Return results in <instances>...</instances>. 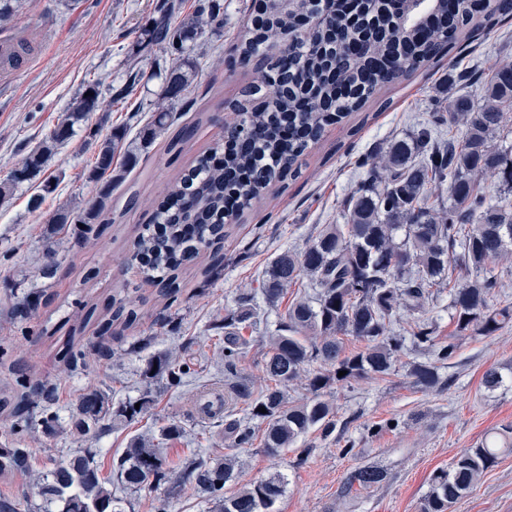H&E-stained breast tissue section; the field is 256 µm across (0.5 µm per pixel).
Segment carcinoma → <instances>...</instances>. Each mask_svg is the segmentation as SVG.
<instances>
[{"label":"carcinoma","mask_w":512,"mask_h":512,"mask_svg":"<svg viewBox=\"0 0 512 512\" xmlns=\"http://www.w3.org/2000/svg\"><path fill=\"white\" fill-rule=\"evenodd\" d=\"M251 2L253 25L241 36L237 59L224 62L228 67L254 64L245 90L247 103L231 101L225 107L227 146L200 156L155 201L152 224H169L171 230L160 237L151 224L145 225L130 256L139 260L162 298L180 291L179 271L199 257L206 256L211 267L221 266L224 223L260 206L267 188L296 172L300 157L319 143L326 127L359 111L379 89L450 52L478 12L512 14L505 5L484 8L481 0H454L451 5L448 0H298L290 12ZM19 8L20 0H0V26L13 21ZM180 9L179 0H160L143 33V48L157 47L171 55L163 91L168 102L191 86L202 67L193 43L224 30L221 0H197L192 17L176 25L173 18ZM87 91L91 95H85ZM479 97L477 106L468 95L454 98L448 113H432L413 133L361 159L364 178L347 202L344 223L329 225L305 248L286 249L271 261L259 286L266 303L276 305L285 290L302 279L313 293L294 301L281 317L263 358L266 385L260 391L236 370L247 347L241 330L259 319L252 294H242L235 310L224 315V399L206 401L200 412L211 419L231 414L232 405H247L246 416L224 421L229 447H250L256 422L265 425L263 450L270 456L280 455L312 430L328 437L336 430L333 407L326 400L333 384L390 375L409 342L430 354L411 366L413 384L432 389L439 383L440 367L456 355L455 337L489 336L512 320L511 306H490L500 279L486 267L491 259L512 255V143H507L512 134L511 63L488 67ZM101 109L98 88L86 86L50 136L0 181V197L40 175L58 147L75 135V125ZM174 124L175 115L160 104L137 143L126 141L119 131L102 140L92 134L86 140L94 154L89 179L100 184L99 191L79 211L59 210L50 222L72 225V238L79 245L102 238L104 215L112 210V185L137 165L142 145L168 133ZM120 149L124 163L115 169ZM489 183L498 185L504 200L489 199ZM58 267L57 251L50 247L43 277H54ZM456 270L470 276L448 288L456 336L438 344L425 322L408 338L395 333L398 311L421 312ZM41 294V289L31 288L15 297L13 315L27 318ZM105 311L107 316L100 320L104 333L115 325L129 329L140 320L126 288L115 291ZM344 336L360 341L363 348L345 354ZM341 371L345 375L340 377ZM192 373L187 362L168 356L149 362L144 371L150 379L165 377L174 385ZM302 378L311 398L291 404L288 386ZM505 383L499 369L485 370L482 384L487 391ZM22 386L28 387V394L20 400L5 396L0 408L24 430L32 418V398L48 403L53 392L40 382L27 380ZM148 403L143 396L114 412L108 391L89 388L80 395L72 421L78 433L93 435L109 418L133 420ZM261 407L266 412H259ZM501 452L498 437H487L449 467L435 470L419 512H450L495 466ZM235 467L232 454L222 460L192 457L168 496L158 501L156 512H168L170 499L185 482L213 505L212 512H272L285 493V476L273 474L228 495L224 489L235 481ZM113 469L122 489L141 490L164 478L165 457L136 438ZM27 471V449L14 440L0 446V474ZM387 477L383 468L370 463L352 470L346 485L370 488ZM38 481L44 512H122L108 488L111 480L101 477L88 449L72 453Z\"/></svg>","instance_id":"cac0c4a2"}]
</instances>
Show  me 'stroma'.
Segmentation results:
<instances>
[{
    "label": "stroma",
    "mask_w": 512,
    "mask_h": 512,
    "mask_svg": "<svg viewBox=\"0 0 512 512\" xmlns=\"http://www.w3.org/2000/svg\"><path fill=\"white\" fill-rule=\"evenodd\" d=\"M157 2L25 0L12 27L0 29V39L16 37L32 47L21 65L0 76V180L65 118L83 85L97 82L102 93L113 96L58 148L38 180L0 201V395L21 396L18 376L41 381L53 388L55 399L38 403L34 416L42 418L48 411L58 417L54 436L46 438L35 428L16 433L13 419L0 413V441L20 436L29 452V472L0 477V498L10 499L16 512H37L42 502L34 474L90 448L102 476H110L132 437L157 433L169 423L184 429L183 438L163 446L169 478L179 475L191 450L207 457L224 455L223 419L202 418L196 402L224 391V332L219 325L225 313L236 308L242 293L258 288L280 251L304 248L326 225L342 223L346 202L363 179L356 165L362 155L425 122L431 103L478 95L489 64L512 62V18L485 21L458 51L382 88L360 111L327 127L322 140L301 157L297 178L274 185L259 210L246 211L225 225L220 267L208 273L199 266L181 271L179 293L166 300L136 267H123L120 260L130 256L142 227L150 223L151 201L220 141L225 102L239 99L250 83L251 67L231 70L213 64L212 58L218 45L225 56H233L237 37L251 18V0H223V37L206 36L195 44L205 64L186 100L171 106L179 126L193 131L180 156L169 159L162 137L143 151L139 165L112 190L110 226L100 243L75 245L51 222L58 209L80 207L99 189L87 178L93 163V152L84 145L88 134L103 137L122 126L128 138H135L157 109L164 89L159 72L167 55L139 48ZM126 86L130 94L116 96V89ZM38 193L42 204L30 209L29 199ZM133 194L139 203L131 208L127 201ZM49 246L57 250L60 267L47 280L41 276V258ZM34 286L45 290L36 311L28 319H13L14 294ZM123 286L137 289L141 319L131 329L100 337L97 322L83 323L86 309L105 308L113 289ZM306 290L301 280L278 306L261 304L264 325L245 330L248 349L237 371L255 386L265 384L261 360L268 336ZM452 314L443 290L424 316L400 312L394 327L406 332L421 318L445 338L454 331ZM76 325L82 331L74 337L70 331ZM70 338L82 352L72 365L64 358ZM101 340L112 348V359L98 358L92 351V344ZM166 354L192 362L195 375L178 386L162 378L144 379L146 360ZM420 358V353L408 351L399 357L393 375L334 386L329 400L336 410V431L330 438L309 433L278 457L268 456L258 440L238 449L239 484L283 473L288 485L274 512H417L434 470L448 467L486 434L512 426V323L490 336L460 340L456 358L440 368L436 388L412 385L408 365ZM491 367L507 378L493 392L482 385ZM92 387L110 391L116 403L143 396L150 402L133 421L83 437L72 430L70 412L80 394ZM367 463L386 469L387 480L368 489L346 487L347 474ZM165 497L171 500L169 512H209L192 485H183L172 497L166 482L122 492L121 506L123 512H155L157 501ZM451 512H512V453L502 456Z\"/></svg>",
    "instance_id": "stroma-1"
}]
</instances>
